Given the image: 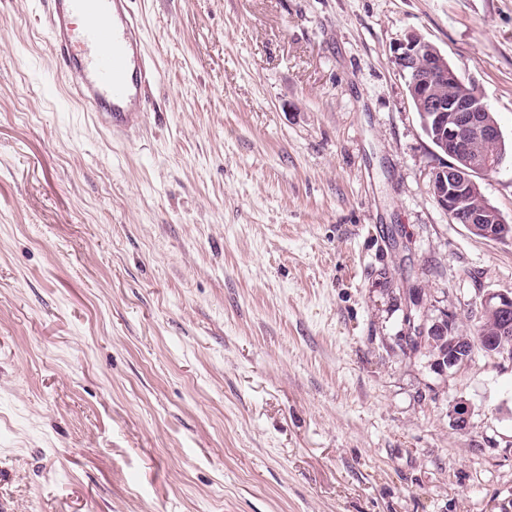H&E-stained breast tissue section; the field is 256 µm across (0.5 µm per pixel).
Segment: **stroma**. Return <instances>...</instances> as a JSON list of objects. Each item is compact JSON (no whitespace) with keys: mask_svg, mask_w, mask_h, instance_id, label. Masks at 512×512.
Instances as JSON below:
<instances>
[{"mask_svg":"<svg viewBox=\"0 0 512 512\" xmlns=\"http://www.w3.org/2000/svg\"><path fill=\"white\" fill-rule=\"evenodd\" d=\"M132 8L151 106L111 132L47 0H0V512H512V362L398 344L474 334L512 238L438 204L392 59L436 45L510 145L512 0Z\"/></svg>","mask_w":512,"mask_h":512,"instance_id":"1","label":"stroma"}]
</instances>
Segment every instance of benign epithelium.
<instances>
[{"label": "benign epithelium", "mask_w": 512, "mask_h": 512, "mask_svg": "<svg viewBox=\"0 0 512 512\" xmlns=\"http://www.w3.org/2000/svg\"><path fill=\"white\" fill-rule=\"evenodd\" d=\"M401 71L411 75L408 89L419 111L431 114L438 129L434 140L449 161L433 172L431 191L438 204L451 216L459 215L468 230L490 240L507 237L509 227L498 208L481 190L479 180L499 170L503 135L490 107L458 91L464 80L452 69L440 50L413 34L393 51ZM481 336L494 333L505 343L512 338V290L483 293L476 303ZM454 320L445 313L431 328H422L403 341L416 344L426 336L445 333Z\"/></svg>", "instance_id": "obj_1"}]
</instances>
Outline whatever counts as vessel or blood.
<instances>
[{"label": "vessel or blood", "instance_id": "obj_1", "mask_svg": "<svg viewBox=\"0 0 512 512\" xmlns=\"http://www.w3.org/2000/svg\"><path fill=\"white\" fill-rule=\"evenodd\" d=\"M128 0H50L47 34L73 91L103 126L136 124L144 110L142 29Z\"/></svg>", "mask_w": 512, "mask_h": 512}]
</instances>
